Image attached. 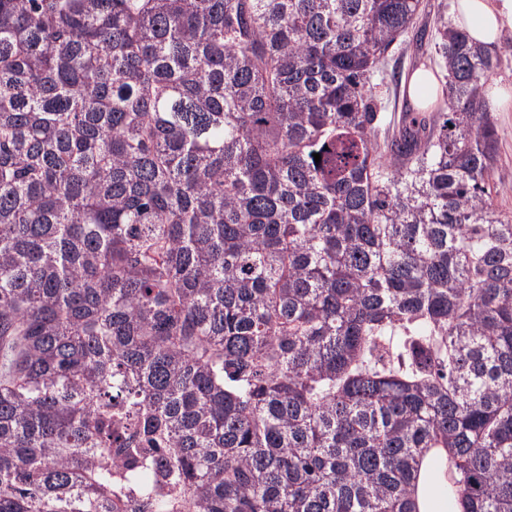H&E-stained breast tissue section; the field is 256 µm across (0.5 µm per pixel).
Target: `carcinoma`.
I'll return each mask as SVG.
<instances>
[{
    "label": "carcinoma",
    "instance_id": "1",
    "mask_svg": "<svg viewBox=\"0 0 512 512\" xmlns=\"http://www.w3.org/2000/svg\"><path fill=\"white\" fill-rule=\"evenodd\" d=\"M421 11L0 0V512H512L502 60ZM414 52V46L408 42L397 45L379 65V72L373 79L374 83H380L377 91L381 102V119L378 124L381 141L390 136L400 122L406 104L403 82L415 68L422 63L431 64L434 71L437 69L443 76L444 86L447 85L446 72L437 64L435 53L433 52L432 59L430 55H414ZM393 73L399 78L397 82L392 78ZM440 88L441 84L435 73L423 66L410 74L404 82L407 96L422 110L435 100L436 92ZM491 103L499 141L498 163L492 174L491 184L495 187L496 205L512 214V99ZM428 469V461L423 464L418 479L417 504L419 512H463L464 505L457 495H443L440 482Z\"/></svg>",
    "mask_w": 512,
    "mask_h": 512
}]
</instances>
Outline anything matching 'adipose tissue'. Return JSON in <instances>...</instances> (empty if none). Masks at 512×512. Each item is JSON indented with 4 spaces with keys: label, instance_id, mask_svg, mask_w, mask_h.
I'll use <instances>...</instances> for the list:
<instances>
[{
    "label": "adipose tissue",
    "instance_id": "ef3b65f1",
    "mask_svg": "<svg viewBox=\"0 0 512 512\" xmlns=\"http://www.w3.org/2000/svg\"><path fill=\"white\" fill-rule=\"evenodd\" d=\"M455 18L469 32L473 41L491 49L512 31V0H456ZM419 512H464L459 496L445 495L429 470H422L418 479Z\"/></svg>",
    "mask_w": 512,
    "mask_h": 512
}]
</instances>
